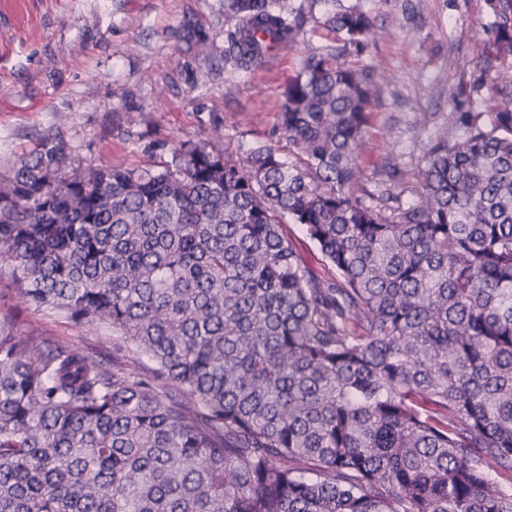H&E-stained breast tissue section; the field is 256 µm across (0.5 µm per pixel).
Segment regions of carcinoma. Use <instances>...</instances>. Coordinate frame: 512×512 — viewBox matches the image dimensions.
Masks as SVG:
<instances>
[{"mask_svg":"<svg viewBox=\"0 0 512 512\" xmlns=\"http://www.w3.org/2000/svg\"><path fill=\"white\" fill-rule=\"evenodd\" d=\"M488 3L491 111L452 98L411 203L363 182L358 3L243 160L216 127L161 170L79 171L53 138L0 175L18 299L114 336L107 366L0 318V512H512V0ZM222 8L226 69L298 40L290 0ZM282 231L290 239L301 259L313 272L320 276L330 275L331 270L318 246L309 239L301 225L291 224L288 221V223L282 224Z\"/></svg>","mask_w":512,"mask_h":512,"instance_id":"1","label":"carcinoma"}]
</instances>
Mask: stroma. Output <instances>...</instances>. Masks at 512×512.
<instances>
[{
  "label": "stroma",
  "mask_w": 512,
  "mask_h": 512,
  "mask_svg": "<svg viewBox=\"0 0 512 512\" xmlns=\"http://www.w3.org/2000/svg\"><path fill=\"white\" fill-rule=\"evenodd\" d=\"M351 0H318L298 41L247 72L224 69L220 0H0V173L60 137L73 165H164L173 144L224 132L245 157L270 139L281 91L311 53L334 44L327 13ZM376 36L353 65L382 72L363 154L365 183L403 202L433 135H456L450 96L491 95L482 61L492 42L487 0H359ZM394 159L404 172L378 170ZM0 274V318L22 334L66 342L112 361V330L84 326L26 306Z\"/></svg>",
  "instance_id": "35a3bbf8"
}]
</instances>
